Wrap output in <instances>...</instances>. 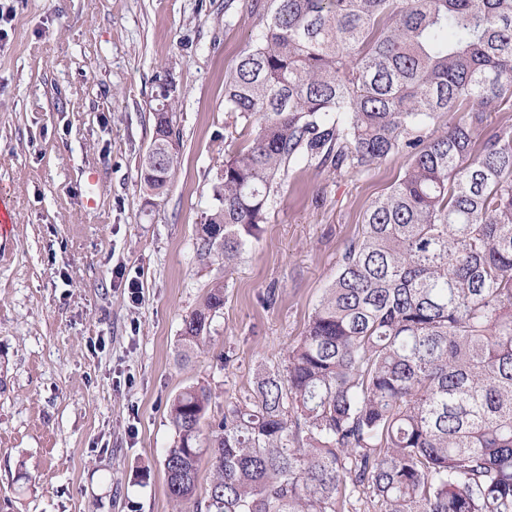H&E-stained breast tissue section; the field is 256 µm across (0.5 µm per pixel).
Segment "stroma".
<instances>
[{
	"instance_id": "35a3bbf8",
	"label": "stroma",
	"mask_w": 512,
	"mask_h": 512,
	"mask_svg": "<svg viewBox=\"0 0 512 512\" xmlns=\"http://www.w3.org/2000/svg\"><path fill=\"white\" fill-rule=\"evenodd\" d=\"M224 2L0 0V512H176L172 399L207 386L217 415L278 364L408 165L297 162L235 268L202 257L239 133L224 82L259 22L249 0L225 22ZM168 81L180 157L155 195L140 162ZM218 280L224 307L182 362L183 319Z\"/></svg>"
}]
</instances>
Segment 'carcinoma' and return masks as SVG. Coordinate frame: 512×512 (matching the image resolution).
<instances>
[{"instance_id": "cac0c4a2", "label": "carcinoma", "mask_w": 512, "mask_h": 512, "mask_svg": "<svg viewBox=\"0 0 512 512\" xmlns=\"http://www.w3.org/2000/svg\"><path fill=\"white\" fill-rule=\"evenodd\" d=\"M224 85L254 128L224 160L199 249L232 268L302 159L410 163L365 213L302 336L206 417L172 401L164 474L191 512H512V0H270ZM437 136L425 129L447 116ZM155 149L175 134L155 113ZM179 154L160 177L162 190ZM224 306L215 283L180 355ZM210 480L199 490L202 462Z\"/></svg>"}]
</instances>
